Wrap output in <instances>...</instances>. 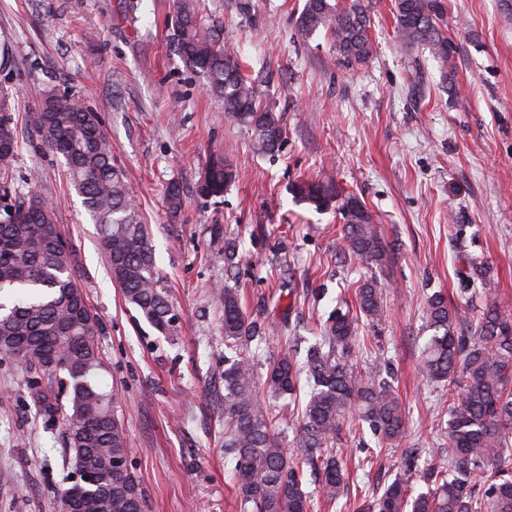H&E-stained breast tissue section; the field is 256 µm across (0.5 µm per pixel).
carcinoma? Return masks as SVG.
<instances>
[{
  "instance_id": "1",
  "label": "carcinoma",
  "mask_w": 512,
  "mask_h": 512,
  "mask_svg": "<svg viewBox=\"0 0 512 512\" xmlns=\"http://www.w3.org/2000/svg\"><path fill=\"white\" fill-rule=\"evenodd\" d=\"M376 0H305L297 18L303 36L325 31L339 64L363 66L376 55L370 37ZM402 41L421 45L447 69L457 45L443 27L441 0H394ZM170 26L185 64L202 73L224 112L245 126L261 153L279 149L285 129L259 86L243 74L237 53L218 33L202 26L192 0H177ZM33 125L40 142L64 160L67 178L82 197L112 279L123 298L157 332L168 335L173 322L167 291L160 284L148 226L133 204L124 170L112 156V142L96 112L81 100L53 89L37 92ZM19 137L13 114L0 108V172H11ZM213 190L224 195L237 170L226 157L206 161ZM25 177L28 190L5 187L0 194V351L49 375L69 400L67 447L74 473H92L95 483L72 482L61 493L62 512L71 496L83 512H145V496L128 466L129 440L116 394L96 380L103 369L95 336L97 319L75 274V256L63 245L56 209ZM290 193L317 210L336 209L343 219L345 249L367 269L388 259L373 214L357 195L333 180L299 179ZM471 297L481 309L468 317L466 333L455 324L461 310L448 297H426L424 317L432 330L421 351V369L436 385H459L448 401V466L418 473L417 449L410 448L400 472L383 490L364 489L359 512H512V316L501 310L491 283L472 276ZM356 311L329 314L321 336L303 360L291 354L260 364L251 348L269 327L251 317L237 288H224V448L235 461L233 480L240 512H310L317 497L328 512H343L344 491L377 463L376 449L404 440L409 419L389 377L363 374L352 364L358 316L384 313L383 289L370 274L355 288ZM264 372H259V366ZM310 391L300 397L301 377ZM282 401L272 417L263 398ZM300 407L296 447L287 448L276 425H288V410ZM366 428L375 447L340 448L344 425ZM347 456L350 467L343 466ZM319 475L316 495L307 491V473ZM426 486L416 489L418 482Z\"/></svg>"
}]
</instances>
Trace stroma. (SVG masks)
<instances>
[{"instance_id": "obj_1", "label": "stroma", "mask_w": 512, "mask_h": 512, "mask_svg": "<svg viewBox=\"0 0 512 512\" xmlns=\"http://www.w3.org/2000/svg\"><path fill=\"white\" fill-rule=\"evenodd\" d=\"M305 0H199L204 26L247 65L286 130L279 150L254 151L224 114L205 77L186 67L166 19L173 0H0V100L20 132L15 179L38 170L37 189L57 201L76 275L98 321L101 380L123 402L130 468L145 512H239L224 454V294L240 289L247 311L275 326L265 356L310 344L339 306L353 303L364 270L342 246L336 211L294 201L301 178H332L369 208L391 255L376 275L385 313L359 319L354 359L366 372L391 364L410 420L402 445L386 449L370 483L399 472L404 451L419 468L448 463L451 387L420 371L429 333L424 300L443 292L465 307L478 264L512 312V8L505 0H444L459 46L452 72L398 36L393 0H379L370 30L375 58L337 63L325 32L302 38ZM83 99L100 116L112 153L145 224L175 317L160 335L125 303L98 245L97 227L60 160L31 125L35 89ZM238 169L223 197L204 201L196 182L210 152ZM184 203L168 209L166 187ZM235 240L227 268L217 237ZM297 289L293 307L281 291ZM39 383L41 398L31 385ZM67 398L47 376L0 354V512H61L73 479L62 414Z\"/></svg>"}]
</instances>
